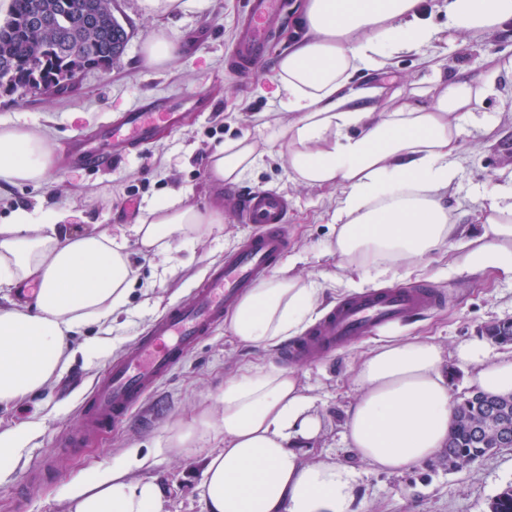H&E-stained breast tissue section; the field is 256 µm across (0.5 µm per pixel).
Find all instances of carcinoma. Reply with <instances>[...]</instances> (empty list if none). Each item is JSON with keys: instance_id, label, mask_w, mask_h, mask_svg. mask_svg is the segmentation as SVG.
I'll return each mask as SVG.
<instances>
[{"instance_id": "obj_1", "label": "carcinoma", "mask_w": 512, "mask_h": 512, "mask_svg": "<svg viewBox=\"0 0 512 512\" xmlns=\"http://www.w3.org/2000/svg\"><path fill=\"white\" fill-rule=\"evenodd\" d=\"M114 0H11L5 25L12 35L0 42V87L23 89L36 80L57 85L76 64L71 46L85 53L94 69L117 60L129 39L112 11ZM43 24L29 25L35 11ZM512 432V394L473 390L454 406L448 432V470L461 469L492 453L504 431ZM489 512H512V485L496 494Z\"/></svg>"}]
</instances>
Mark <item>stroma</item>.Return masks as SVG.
Masks as SVG:
<instances>
[{"mask_svg":"<svg viewBox=\"0 0 512 512\" xmlns=\"http://www.w3.org/2000/svg\"><path fill=\"white\" fill-rule=\"evenodd\" d=\"M241 2L195 0L187 12L155 18L145 16L141 0H115L114 13L130 39L111 72H86L79 91L67 96H23L0 90V120L41 132L61 150L73 136L95 133L103 122L126 111L139 98L168 95L185 101L206 93L212 99L210 111L187 113L180 128L161 132L144 154L131 155L104 171L61 161L45 184L13 187L9 193L13 202L33 211L76 201L83 211L84 226L101 229L129 223L124 200L131 189L144 207L168 190L181 188L200 207L224 209L223 231L184 246L175 255L172 275L156 276L154 259L133 253L131 260L139 282L149 285L150 291L132 294L126 312L118 317L122 327L113 332L110 346L90 347L40 395L11 411L0 412V430L30 419L40 422L36 438L23 448L11 474L0 482V512H10V500L18 490L26 499L25 512H62L59 494L75 475L90 474L128 451L158 447L171 430L189 422L201 407L214 405L225 378L241 368L286 365L278 350L250 349L237 341L228 327H221L189 352L175 374L146 397L128 421L112 427L81 454L69 455L57 446L59 434L76 429L80 404L112 360L167 308L186 302L210 265L251 232V225L237 222L233 198L208 178V157L216 144L246 132L255 137L266 157L243 183L287 194L288 253L298 259L295 274L317 280L336 271V256L331 250L336 232L331 215L341 197L340 189L293 183L285 159L267 154L270 142L292 119L290 113L278 111L273 90L274 67L295 29L297 0H288V18L271 40L268 60L249 76L228 71L224 65ZM433 21L444 28L447 18L437 13ZM173 34L193 36L194 42L165 68L145 65L143 42ZM501 54L512 55V30L472 40L444 28L435 46L393 58L383 69L370 74L367 81L384 89L379 101L381 110L390 112L406 104L428 105L446 82L486 74ZM480 113L494 123L495 129L483 137L472 127H464L455 156L460 174L448 192V202L459 224L467 229L480 222L483 189L512 186V73L499 76L483 99ZM456 256V251L443 250L431 256L424 269L376 282L380 288L430 282L444 294L443 307L390 332L359 337L341 350L291 366L318 399L321 432L307 458L345 464L356 471L353 512H488L491 498L512 484L510 448L455 471L449 470L447 453L441 450L413 471L389 474L359 460L343 439L345 412L357 395L354 377L359 363L365 353L390 336L419 337L436 343L443 352L445 369L453 373L449 382L453 398L470 392L472 370L459 365L454 352L464 341L484 336L487 326L512 321V275L459 270ZM48 457L54 460V473L46 479L31 480V470ZM132 477L155 478L162 483L166 512H204L197 493L201 465L194 453L161 456L150 468L133 471Z\"/></svg>","mask_w":512,"mask_h":512,"instance_id":"35a3bbf8","label":"stroma"}]
</instances>
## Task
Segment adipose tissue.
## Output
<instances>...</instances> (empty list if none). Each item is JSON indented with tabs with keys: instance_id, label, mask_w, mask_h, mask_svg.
I'll list each match as a JSON object with an SVG mask.
<instances>
[{
	"instance_id": "ef3b65f1",
	"label": "adipose tissue",
	"mask_w": 512,
	"mask_h": 512,
	"mask_svg": "<svg viewBox=\"0 0 512 512\" xmlns=\"http://www.w3.org/2000/svg\"><path fill=\"white\" fill-rule=\"evenodd\" d=\"M436 10L446 27L425 18L424 0H300L298 33L276 63L280 106L292 115L280 154L293 182L341 189L332 251L352 288L451 244L462 269L512 273V189H485L483 222L471 234L444 202L458 177L462 126L490 129L478 105L492 78L449 82L430 105L394 112L379 111L381 87L357 82L397 55L433 46L442 29L475 39L512 27V0H438ZM262 161L249 137L231 139L210 153L209 178L234 184ZM54 163L45 135L0 121V185H42ZM78 216L71 203L39 214L13 203L0 218V410L38 394L86 351L83 330L111 322L127 305L137 283L132 252L168 261L224 224L223 210L200 208L181 189L127 229L78 228ZM24 282L37 286L31 301L12 300ZM322 293L282 265L241 297L230 331L252 349L276 348L308 328ZM488 352L475 337L455 357L474 368L478 389L512 393V352L494 362ZM443 363L435 343L405 337L365 355L343 433L357 458L401 474L443 448L454 411ZM315 402L293 371L243 369L225 380L215 407L201 408L163 448L125 453L73 479L63 493L68 512H165L160 484L129 474L190 451L201 456L205 512H352L355 470L305 457V441L321 429Z\"/></svg>"
}]
</instances>
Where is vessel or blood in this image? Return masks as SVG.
I'll list each match as a JSON object with an SVG mask.
<instances>
[{
    "label": "vessel or blood",
    "instance_id": "vessel-or-blood-1",
    "mask_svg": "<svg viewBox=\"0 0 512 512\" xmlns=\"http://www.w3.org/2000/svg\"><path fill=\"white\" fill-rule=\"evenodd\" d=\"M285 8V0H245L235 41L226 57L228 70L244 75L256 70ZM187 105L204 112L210 99L203 93L187 103L161 96L143 99L101 126L92 139L75 138L69 160L103 170L130 152L144 153L162 130L181 126ZM235 209L238 222L257 225L258 233L245 236L221 263L210 269L188 302L170 309L113 360L107 374L95 383L81 404L78 430L61 435L60 447L80 451L101 431L128 419L194 346L223 325L226 313L287 250V196L271 190H253L236 196ZM443 301L442 294L426 282L412 288L373 289L340 299L305 336L285 349L282 357L295 363L334 352L357 337L378 333L437 308Z\"/></svg>",
    "mask_w": 512,
    "mask_h": 512
}]
</instances>
